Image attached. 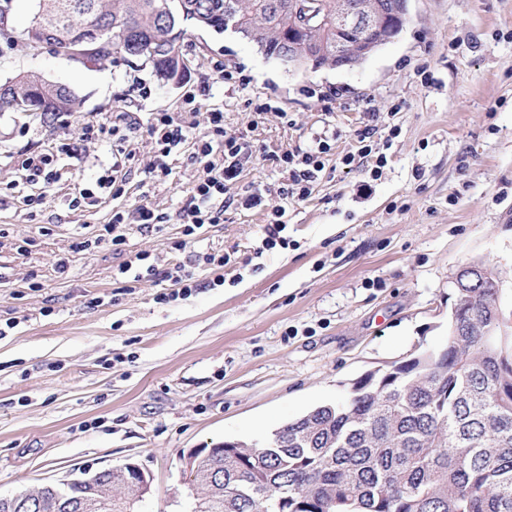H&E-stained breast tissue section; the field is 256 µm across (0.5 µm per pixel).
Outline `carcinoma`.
Returning a JSON list of instances; mask_svg holds the SVG:
<instances>
[{"mask_svg": "<svg viewBox=\"0 0 512 512\" xmlns=\"http://www.w3.org/2000/svg\"><path fill=\"white\" fill-rule=\"evenodd\" d=\"M109 20L104 49L134 56L167 79L186 27L227 31V0H85ZM298 0H236L237 35L280 58ZM43 108V122L78 111L69 87L51 100L35 87L7 107ZM455 288L448 343L382 374L358 379L344 398L319 406L253 443L205 448L191 471L205 512H512V328L482 291ZM89 486L43 487L41 512L87 500Z\"/></svg>", "mask_w": 512, "mask_h": 512, "instance_id": "carcinoma-1", "label": "carcinoma"}]
</instances>
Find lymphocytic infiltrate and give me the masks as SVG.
Wrapping results in <instances>:
<instances>
[{
    "label": "lymphocytic infiltrate",
    "mask_w": 512,
    "mask_h": 512,
    "mask_svg": "<svg viewBox=\"0 0 512 512\" xmlns=\"http://www.w3.org/2000/svg\"><path fill=\"white\" fill-rule=\"evenodd\" d=\"M195 117L192 111L176 114L156 112L143 125L126 113H118L111 127L117 143L118 160L104 169L95 187L77 189L68 202L69 210L84 212L97 206L103 196L116 200L117 205L112 209L105 231L113 254L122 258L118 272L129 276L134 284L145 278L165 282L164 291L156 297L160 304L190 296L198 283L184 265L171 264L162 268L149 252L132 249L129 244L132 232H158L173 221L182 224L183 234L188 237L198 230L223 224L225 208L238 204L249 209L261 202L260 195L251 194L238 199L231 192L245 166L253 160L252 147L246 137L226 134L224 114L219 110L209 114V135L195 136ZM142 129L147 131L152 144V160L148 168L152 179L164 181L170 177L169 159L180 148L187 150V160L195 169L192 193L175 215L161 212L142 199L130 205L118 203L119 198L128 196L132 187L131 169L126 162L137 153V133ZM68 149V144L63 143L55 150L49 148L23 153L18 170L24 190L17 193L16 200L29 215H36L42 203L43 189L59 182L57 154ZM329 151L328 142L322 140L316 149L287 151L279 155L278 162L284 174L280 194L286 198H308L325 168Z\"/></svg>",
    "instance_id": "lymphocytic-infiltrate-1"
}]
</instances>
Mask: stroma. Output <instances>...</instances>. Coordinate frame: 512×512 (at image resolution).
Instances as JSON below:
<instances>
[{
    "label": "stroma",
    "mask_w": 512,
    "mask_h": 512,
    "mask_svg": "<svg viewBox=\"0 0 512 512\" xmlns=\"http://www.w3.org/2000/svg\"><path fill=\"white\" fill-rule=\"evenodd\" d=\"M181 51L187 72L175 81L137 58L81 65L0 39V84L39 74L82 101L51 127L0 112V186L17 180L20 153L55 137L70 146L61 181L44 192L46 225L16 200L0 204V319L17 322L0 339L2 498L134 462L152 477L144 512H175L191 449L270 435L365 374L445 346L463 263L499 273L512 324V0H410L400 36L353 70L289 68L231 32L189 30ZM204 82L197 136L223 110L225 132L253 146L234 190L263 199L229 207L195 238L173 223L131 236L133 249L184 265L200 284L159 304L155 280L124 290L99 240L112 198L84 213L68 199L116 155L111 135L86 140L88 120L182 112ZM367 128L386 158L375 179L340 162ZM320 137L331 151L312 194L283 199L273 153ZM149 161L144 149L131 160L135 178L154 208L175 213L194 169L178 159L158 182ZM279 209L291 245L261 251ZM86 240L91 249L78 250ZM206 252L231 254L223 285L197 262Z\"/></svg>",
    "instance_id": "stroma-1"
}]
</instances>
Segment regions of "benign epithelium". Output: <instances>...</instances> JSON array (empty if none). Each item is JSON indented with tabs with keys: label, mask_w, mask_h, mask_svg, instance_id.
Masks as SVG:
<instances>
[{
	"label": "benign epithelium",
	"mask_w": 512,
	"mask_h": 512,
	"mask_svg": "<svg viewBox=\"0 0 512 512\" xmlns=\"http://www.w3.org/2000/svg\"><path fill=\"white\" fill-rule=\"evenodd\" d=\"M409 0H341L332 16L322 18L313 12L293 9L288 26L302 24L312 36L298 42L288 41L289 64L297 65L306 60L323 68L353 69L361 65L382 46L394 41L409 19ZM39 15L43 20L15 34V40L30 50L51 45L70 31L77 49L67 54L76 63L96 50L106 30L92 12H78L71 0H40ZM82 20H75L76 16ZM41 86L38 79L23 74L0 88L6 97L13 92L26 91L31 86ZM472 276L484 288L493 289L499 296V275L482 267L464 265L457 274ZM125 491L118 501L120 512H139L140 504L151 489L150 477L137 464L126 463L110 469Z\"/></svg>",
	"instance_id": "1"
}]
</instances>
